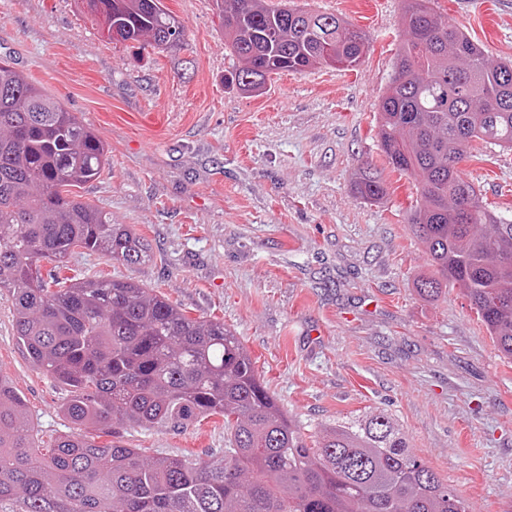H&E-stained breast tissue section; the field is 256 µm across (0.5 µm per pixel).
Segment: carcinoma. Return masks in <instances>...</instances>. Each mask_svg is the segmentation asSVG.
Returning a JSON list of instances; mask_svg holds the SVG:
<instances>
[{"label": "carcinoma", "instance_id": "carcinoma-1", "mask_svg": "<svg viewBox=\"0 0 512 512\" xmlns=\"http://www.w3.org/2000/svg\"><path fill=\"white\" fill-rule=\"evenodd\" d=\"M389 91L379 103L388 164L417 177L410 216L433 272L423 298L457 288L499 351L512 357V218L487 211L460 164L476 141L512 149V63H491L463 31L407 0ZM107 36L178 49L185 30L162 0H102ZM232 53L227 83L247 90L280 72L354 68L365 33L332 14L262 0H216ZM102 141L66 107L0 60V291L33 364L68 387L62 411L111 435L116 421L186 427L211 416L229 433L224 457L147 458L138 448L81 433L49 452L33 443L21 395L0 380V512H469L409 451L388 414L341 420L307 443L279 407L240 339L217 320L191 318L135 283L61 277L77 249L136 264L146 239L114 224L70 188L99 176ZM358 195L385 194L368 166ZM43 261L54 264L45 280Z\"/></svg>", "mask_w": 512, "mask_h": 512}]
</instances>
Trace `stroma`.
I'll return each instance as SVG.
<instances>
[{"label": "stroma", "instance_id": "35a3bbf8", "mask_svg": "<svg viewBox=\"0 0 512 512\" xmlns=\"http://www.w3.org/2000/svg\"><path fill=\"white\" fill-rule=\"evenodd\" d=\"M184 49L109 40L82 0H0V59L60 100L103 142L108 162L73 196L149 243L127 265L78 249L66 276L153 289L241 339L280 408L310 433L383 411L412 453L471 512H512V359L458 289L417 295L429 275L408 218L414 177L387 163L379 102L406 38L403 0H294L369 37L352 69L316 66L243 92L215 0H163ZM492 61L512 59V0H435ZM373 162L386 193L355 192ZM484 207L512 215V150L473 143L461 164ZM0 375L21 394L39 447L75 424L64 386L35 367L0 295ZM144 456L222 458L224 421L184 428L112 425Z\"/></svg>", "mask_w": 512, "mask_h": 512}]
</instances>
